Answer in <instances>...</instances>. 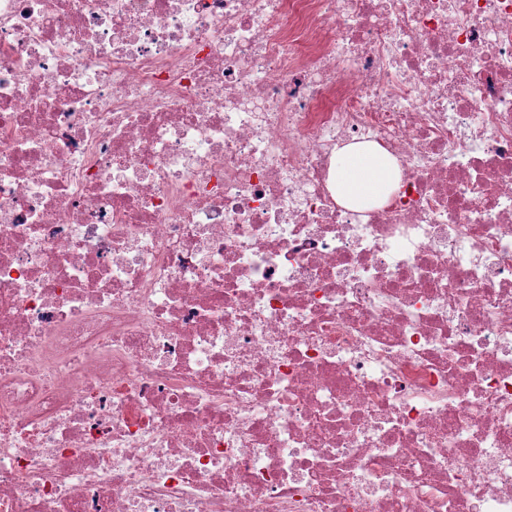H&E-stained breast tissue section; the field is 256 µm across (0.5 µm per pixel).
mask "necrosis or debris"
I'll return each mask as SVG.
<instances>
[{"instance_id": "1", "label": "necrosis or debris", "mask_w": 512, "mask_h": 512, "mask_svg": "<svg viewBox=\"0 0 512 512\" xmlns=\"http://www.w3.org/2000/svg\"><path fill=\"white\" fill-rule=\"evenodd\" d=\"M0 512H512V0H0ZM399 178V169L389 154L375 144L358 143L336 154L332 186L342 202L369 209L389 199Z\"/></svg>"}]
</instances>
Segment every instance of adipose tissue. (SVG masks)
<instances>
[{
  "instance_id": "adipose-tissue-1",
  "label": "adipose tissue",
  "mask_w": 512,
  "mask_h": 512,
  "mask_svg": "<svg viewBox=\"0 0 512 512\" xmlns=\"http://www.w3.org/2000/svg\"><path fill=\"white\" fill-rule=\"evenodd\" d=\"M399 178V169L389 154L377 145L358 143L337 153L332 186L342 202L368 209L387 201Z\"/></svg>"
}]
</instances>
